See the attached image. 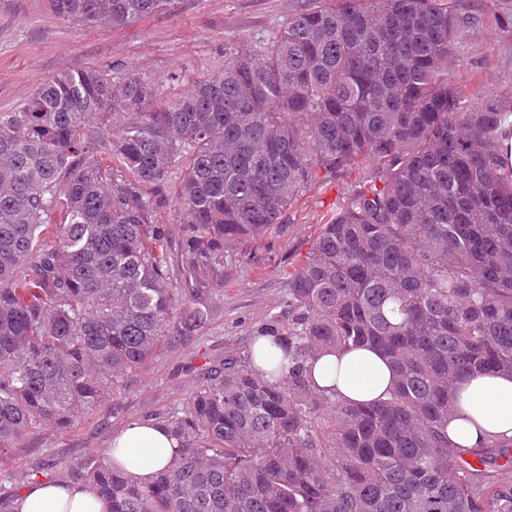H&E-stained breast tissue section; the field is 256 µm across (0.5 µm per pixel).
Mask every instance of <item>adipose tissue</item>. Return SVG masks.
<instances>
[{"mask_svg": "<svg viewBox=\"0 0 512 512\" xmlns=\"http://www.w3.org/2000/svg\"><path fill=\"white\" fill-rule=\"evenodd\" d=\"M315 387L338 400L368 403L386 398L394 376L388 361L368 348L325 353L309 364ZM448 436L466 448L512 441V374L471 377L459 386V404L448 419ZM174 439L156 422H132L114 433L109 455L137 482L150 481L169 465ZM16 512H107L108 504L88 486L36 484L22 492Z\"/></svg>", "mask_w": 512, "mask_h": 512, "instance_id": "obj_1", "label": "adipose tissue"}]
</instances>
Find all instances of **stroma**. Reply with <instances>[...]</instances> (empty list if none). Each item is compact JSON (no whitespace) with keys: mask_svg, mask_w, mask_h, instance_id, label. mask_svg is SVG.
<instances>
[{"mask_svg":"<svg viewBox=\"0 0 512 512\" xmlns=\"http://www.w3.org/2000/svg\"><path fill=\"white\" fill-rule=\"evenodd\" d=\"M459 15L448 79L466 110L512 105V0H452ZM315 0H176L170 12L119 27L52 16L48 0H0V111L57 74L125 69L152 79L158 101L186 89L204 72L224 67L227 53L247 52ZM355 168L316 176L275 229L251 243L245 257L203 279L206 325L105 387L99 418L72 429L47 428L26 438L9 462L22 475L35 460L74 461L107 455L112 435L133 421L178 411L205 361L250 350L260 329L288 316V274L304 260L331 213L362 177Z\"/></svg>","mask_w":512,"mask_h":512,"instance_id":"stroma-1","label":"stroma"}]
</instances>
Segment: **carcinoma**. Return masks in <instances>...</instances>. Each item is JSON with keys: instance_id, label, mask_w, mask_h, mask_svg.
I'll return each mask as SVG.
<instances>
[{"instance_id": "obj_1", "label": "carcinoma", "mask_w": 512, "mask_h": 512, "mask_svg": "<svg viewBox=\"0 0 512 512\" xmlns=\"http://www.w3.org/2000/svg\"><path fill=\"white\" fill-rule=\"evenodd\" d=\"M54 16L122 25L175 0H50ZM448 0H328L154 105L151 81L80 68L0 112V459L100 407L207 314L170 287L216 271L319 172L364 164L356 189L288 275L268 368L254 354L201 374L160 420L176 441L147 483L96 454L27 469L91 487L110 512H512V442L459 448L456 386L512 371L508 113L464 109L445 64ZM134 114L116 139L94 123ZM177 259L153 222L172 169ZM371 348L396 375L386 400L316 390L306 364ZM0 479V508L18 499Z\"/></svg>"}]
</instances>
